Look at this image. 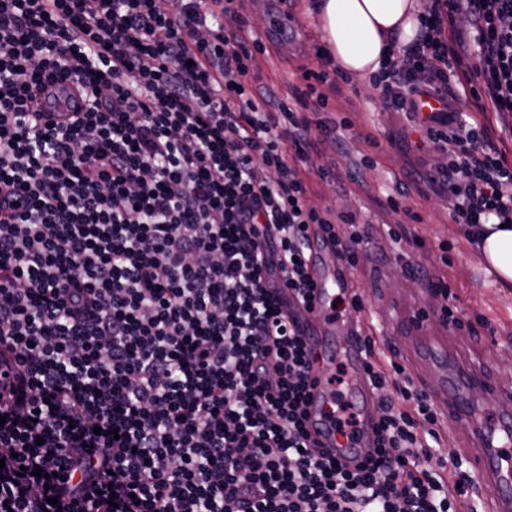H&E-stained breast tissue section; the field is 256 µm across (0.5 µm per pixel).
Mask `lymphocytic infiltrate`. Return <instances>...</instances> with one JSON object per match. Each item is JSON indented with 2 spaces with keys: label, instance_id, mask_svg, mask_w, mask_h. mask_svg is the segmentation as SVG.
<instances>
[{
  "label": "lymphocytic infiltrate",
  "instance_id": "obj_1",
  "mask_svg": "<svg viewBox=\"0 0 512 512\" xmlns=\"http://www.w3.org/2000/svg\"><path fill=\"white\" fill-rule=\"evenodd\" d=\"M243 0H0V512H459L428 438L439 413L365 335L375 459L305 426L315 242L356 267L372 238L310 206L303 165L348 119L327 71L300 110L248 81L267 49ZM371 86L451 109L417 124L456 223L512 220V0H433ZM82 112L41 125L42 77ZM476 102L462 113V99ZM57 505H50V498Z\"/></svg>",
  "mask_w": 512,
  "mask_h": 512
}]
</instances>
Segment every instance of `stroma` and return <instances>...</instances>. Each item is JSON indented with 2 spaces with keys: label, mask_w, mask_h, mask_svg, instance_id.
<instances>
[{
  "label": "stroma",
  "mask_w": 512,
  "mask_h": 512,
  "mask_svg": "<svg viewBox=\"0 0 512 512\" xmlns=\"http://www.w3.org/2000/svg\"><path fill=\"white\" fill-rule=\"evenodd\" d=\"M308 0H246L241 22L254 37L264 38L278 19L289 20L298 34L278 35L265 56L259 57L258 81L254 90L273 89L281 99H289L294 87L302 86L301 67H325L315 54L320 40L305 13ZM339 89L330 110L348 118L352 126L321 139L307 163L311 173L308 199L312 207L332 213H354L368 220L373 237L371 250L360 253L352 272L361 294L366 324L380 326L399 321L418 307H425L428 324L441 331L440 300L421 298L418 281L404 276L401 255H411L430 275L449 283L455 296L462 329L454 332L450 345L462 356L479 362L485 378L499 386V393H479L475 406L485 413H501L503 392H512V288H489L484 284L481 259L449 215L448 203L439 185L428 175L440 162L434 149L418 148L411 120L385 111L373 101L368 80L335 75ZM368 157L372 168L352 179L353 161ZM327 168V178H319L318 168ZM414 182L406 197H399L398 184L405 176ZM400 198L402 212L387 206L388 198ZM418 214L410 221L406 212ZM399 227L401 241H393L388 230ZM423 247H415L414 239ZM448 244L449 263L440 260V244Z\"/></svg>",
  "instance_id": "stroma-1"
}]
</instances>
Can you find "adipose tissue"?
I'll return each mask as SVG.
<instances>
[{
  "mask_svg": "<svg viewBox=\"0 0 512 512\" xmlns=\"http://www.w3.org/2000/svg\"><path fill=\"white\" fill-rule=\"evenodd\" d=\"M421 0H313L308 9L327 58L345 75L379 71L388 49L414 43ZM487 277L512 286V224L481 225L475 238Z\"/></svg>",
  "mask_w": 512,
  "mask_h": 512,
  "instance_id": "obj_1",
  "label": "adipose tissue"
}]
</instances>
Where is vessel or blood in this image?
Here are the masks:
<instances>
[{
    "mask_svg": "<svg viewBox=\"0 0 512 512\" xmlns=\"http://www.w3.org/2000/svg\"><path fill=\"white\" fill-rule=\"evenodd\" d=\"M76 80L57 78L44 81V109L48 112H71L85 103L74 95ZM328 247L318 243L312 248L309 267L317 284L312 312L303 321L310 349L315 358L316 380L310 390L309 432L330 446L333 454L344 463L354 465L364 460L373 446L372 421L377 411L371 388L362 373L364 350L353 324L337 325L332 304L342 284L350 283V270L340 262L327 264L323 258ZM381 333L392 341L418 380L420 389L450 416L454 435L474 436L476 448L469 454L477 463L480 475L482 512H512V499L501 493L503 486L512 485V424H503L482 414L471 401V389L483 386L484 379L476 363L449 356L445 339L428 336L422 320L416 319L406 329L397 324L382 325ZM342 360L350 372L345 399L358 415L359 433L356 440L337 435L327 413L332 408L333 390L324 366Z\"/></svg>",
    "mask_w": 512,
    "mask_h": 512,
    "instance_id": "vessel-or-blood-1",
    "label": "vessel or blood"
}]
</instances>
